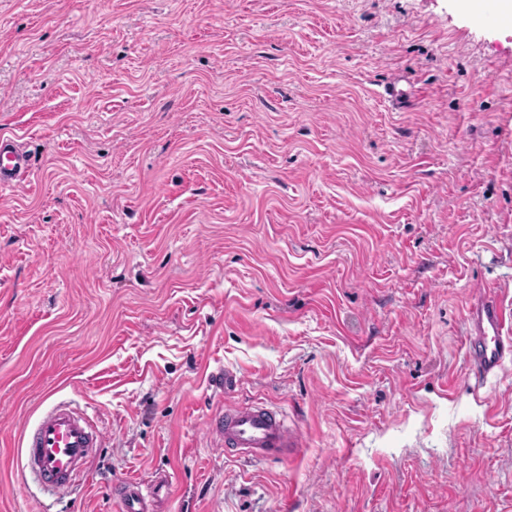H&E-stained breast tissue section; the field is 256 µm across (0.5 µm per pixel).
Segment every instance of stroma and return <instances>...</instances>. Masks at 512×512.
<instances>
[{
	"label": "stroma",
	"instance_id": "obj_1",
	"mask_svg": "<svg viewBox=\"0 0 512 512\" xmlns=\"http://www.w3.org/2000/svg\"><path fill=\"white\" fill-rule=\"evenodd\" d=\"M412 92L398 112L381 94ZM0 512H512V360L475 387L474 289L512 308V27L466 0H0ZM237 372L220 396L209 373ZM108 443L65 497L21 435ZM236 403L301 446L210 447ZM31 157L15 140L0 138V189L12 188L31 169ZM107 439L88 416L58 404L24 430L26 470L41 485L68 492ZM170 478L159 476L150 482L124 480L114 488L123 512H154V503L163 490L170 488Z\"/></svg>",
	"mask_w": 512,
	"mask_h": 512
}]
</instances>
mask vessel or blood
<instances>
[{
    "label": "vessel or blood",
    "mask_w": 512,
    "mask_h": 512,
    "mask_svg": "<svg viewBox=\"0 0 512 512\" xmlns=\"http://www.w3.org/2000/svg\"><path fill=\"white\" fill-rule=\"evenodd\" d=\"M29 154L14 140L0 138V189L14 187L31 169ZM468 355L476 382L496 374L512 357V310L489 291L475 289L466 312ZM207 437L227 453L257 460H277L299 445L297 432L286 417L263 404L228 405L205 422ZM107 442L106 434L83 413L59 404L44 410L25 428L26 469L41 485L68 492L89 459ZM168 477L145 482L126 480L114 489L122 512H154L159 494L169 489Z\"/></svg>",
    "instance_id": "obj_1"
}]
</instances>
